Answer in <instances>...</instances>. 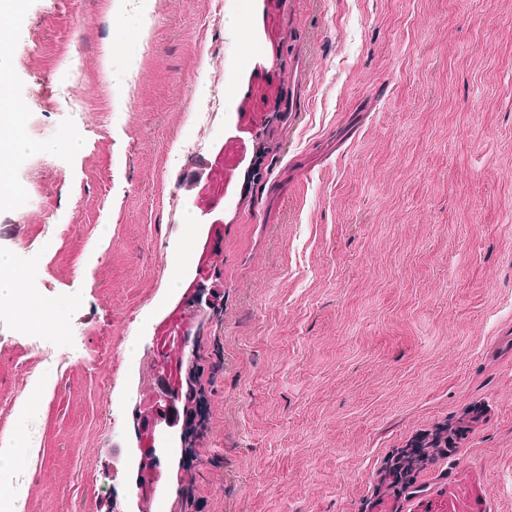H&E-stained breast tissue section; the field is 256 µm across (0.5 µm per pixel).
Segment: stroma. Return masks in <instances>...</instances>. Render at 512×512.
Wrapping results in <instances>:
<instances>
[{
  "mask_svg": "<svg viewBox=\"0 0 512 512\" xmlns=\"http://www.w3.org/2000/svg\"><path fill=\"white\" fill-rule=\"evenodd\" d=\"M8 25L0 259L66 325L0 313V429L50 388L19 512H131L134 414L178 364L205 431L150 512H512V0H25ZM210 233L224 296L190 320ZM462 418L421 493L385 495ZM0 119V201H12L19 194L17 184L11 178V146L19 143L25 135L24 105L14 100L7 109H1ZM7 123L8 137L3 138L2 126ZM448 430L453 433L456 432L452 427L450 429L446 428L441 433L435 435V437L430 442L429 447L418 448L413 456L407 457V455H403L395 460L393 468L390 470L388 475V479H391V477L393 478V480L388 482L387 486L389 490L397 488L398 485L406 490H409L413 487L414 477L412 474L418 469V466L414 467V465L425 457L428 458L434 455L445 453L446 448L442 447V442L444 441L445 445L446 442H448ZM443 434L447 435L443 437Z\"/></svg>",
  "mask_w": 512,
  "mask_h": 512,
  "instance_id": "1",
  "label": "stroma"
}]
</instances>
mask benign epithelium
I'll return each mask as SVG.
<instances>
[{
	"label": "benign epithelium",
	"instance_id": "obj_1",
	"mask_svg": "<svg viewBox=\"0 0 512 512\" xmlns=\"http://www.w3.org/2000/svg\"><path fill=\"white\" fill-rule=\"evenodd\" d=\"M213 244L212 235H207L194 279L189 283L187 292L180 305L194 309L204 316L212 309L219 283L208 274L209 247ZM193 409L190 395L182 393L180 372L164 368L156 372L155 384L144 411L136 413L134 429L136 446L132 448V482L137 510L149 512V503L155 495L163 474L156 466L148 471L142 468L146 456L160 458L163 448L160 440L170 435L171 429L180 420L188 419Z\"/></svg>",
	"mask_w": 512,
	"mask_h": 512
}]
</instances>
